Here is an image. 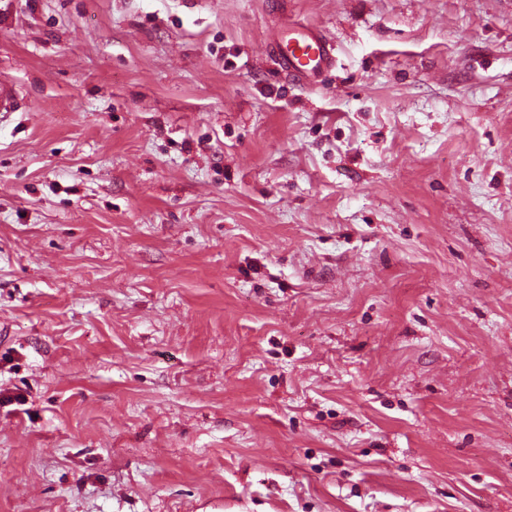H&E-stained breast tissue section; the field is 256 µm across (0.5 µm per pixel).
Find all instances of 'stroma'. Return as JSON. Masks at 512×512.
Segmentation results:
<instances>
[{"label": "stroma", "mask_w": 512, "mask_h": 512, "mask_svg": "<svg viewBox=\"0 0 512 512\" xmlns=\"http://www.w3.org/2000/svg\"><path fill=\"white\" fill-rule=\"evenodd\" d=\"M186 2L0 0V512H512V0ZM270 50L279 59L281 69L308 86H315L319 77L335 64V48L323 33L299 23H288ZM24 105L17 85L8 78L0 79V113L19 112Z\"/></svg>", "instance_id": "obj_1"}]
</instances>
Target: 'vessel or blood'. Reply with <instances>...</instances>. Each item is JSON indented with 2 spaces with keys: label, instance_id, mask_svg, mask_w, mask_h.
Returning a JSON list of instances; mask_svg holds the SVG:
<instances>
[{
  "label": "vessel or blood",
  "instance_id": "b4317fda",
  "mask_svg": "<svg viewBox=\"0 0 512 512\" xmlns=\"http://www.w3.org/2000/svg\"><path fill=\"white\" fill-rule=\"evenodd\" d=\"M270 49L278 57L284 72L311 87L335 64V48L331 40L299 23L283 27ZM23 105L17 85L10 79L1 78L0 113L21 111Z\"/></svg>",
  "mask_w": 512,
  "mask_h": 512
}]
</instances>
